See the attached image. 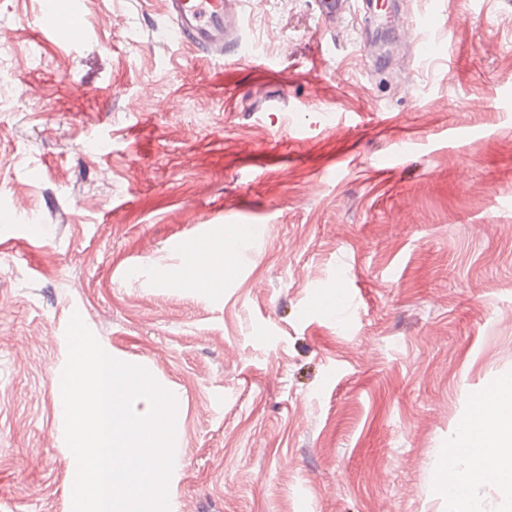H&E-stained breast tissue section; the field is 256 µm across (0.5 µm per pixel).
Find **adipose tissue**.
I'll list each match as a JSON object with an SVG mask.
<instances>
[{"mask_svg":"<svg viewBox=\"0 0 512 512\" xmlns=\"http://www.w3.org/2000/svg\"><path fill=\"white\" fill-rule=\"evenodd\" d=\"M494 483L512 497V375L471 398L468 416L448 441L440 492L448 512H476V492Z\"/></svg>","mask_w":512,"mask_h":512,"instance_id":"1","label":"adipose tissue"}]
</instances>
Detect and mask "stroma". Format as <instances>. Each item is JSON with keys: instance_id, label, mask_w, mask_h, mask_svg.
Masks as SVG:
<instances>
[{"instance_id": "1", "label": "stroma", "mask_w": 512, "mask_h": 512, "mask_svg": "<svg viewBox=\"0 0 512 512\" xmlns=\"http://www.w3.org/2000/svg\"><path fill=\"white\" fill-rule=\"evenodd\" d=\"M396 2L385 50L363 0H247L261 54L219 60L167 0H0V512H72L75 312L176 398L171 512H447L449 434L512 374V0ZM227 251L223 287L150 277ZM48 33L56 42L72 46L79 41L82 31L76 23L60 20L49 27Z\"/></svg>"}]
</instances>
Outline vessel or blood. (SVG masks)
Returning <instances> with one entry per match:
<instances>
[{
    "instance_id": "vessel-or-blood-1",
    "label": "vessel or blood",
    "mask_w": 512,
    "mask_h": 512,
    "mask_svg": "<svg viewBox=\"0 0 512 512\" xmlns=\"http://www.w3.org/2000/svg\"><path fill=\"white\" fill-rule=\"evenodd\" d=\"M241 0H169L168 8L175 23L178 40L189 41L197 47L223 55L224 51H239L242 22L237 9ZM48 33L56 42L74 45L81 37L80 27L69 20H60L49 27ZM202 264L175 274L170 270L158 269L153 278L158 282H171L180 287H201L196 272L202 271Z\"/></svg>"
}]
</instances>
